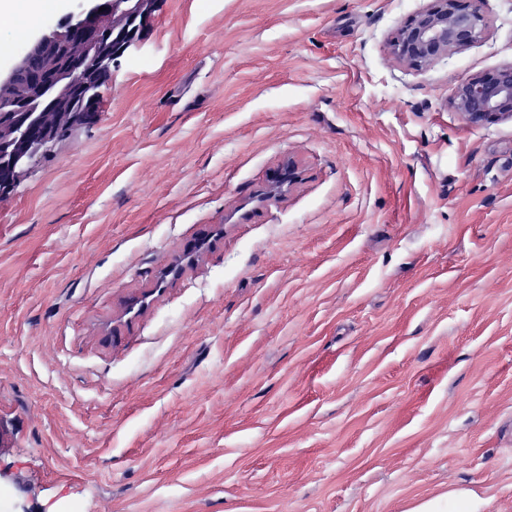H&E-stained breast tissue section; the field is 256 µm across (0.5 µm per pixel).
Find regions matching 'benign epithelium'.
Returning a JSON list of instances; mask_svg holds the SVG:
<instances>
[{
  "label": "benign epithelium",
  "instance_id": "obj_1",
  "mask_svg": "<svg viewBox=\"0 0 512 512\" xmlns=\"http://www.w3.org/2000/svg\"><path fill=\"white\" fill-rule=\"evenodd\" d=\"M157 0H77V8L48 27L13 56L0 70V191H8L46 150L49 137L45 118L57 116L55 133L74 120L67 104L72 93L89 89L82 74L103 57L112 65L138 41L139 29L151 17ZM487 22L473 0H432L428 8L401 26L390 42L391 53L412 68L435 63L452 51L482 37ZM61 50L66 65L45 73L27 70L29 57L40 51L52 57ZM453 107L471 125L512 119V63L491 73L461 82ZM294 181V167L268 191L255 198L262 204L286 191Z\"/></svg>",
  "mask_w": 512,
  "mask_h": 512
}]
</instances>
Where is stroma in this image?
<instances>
[{
  "instance_id": "1",
  "label": "stroma",
  "mask_w": 512,
  "mask_h": 512,
  "mask_svg": "<svg viewBox=\"0 0 512 512\" xmlns=\"http://www.w3.org/2000/svg\"><path fill=\"white\" fill-rule=\"evenodd\" d=\"M429 3L158 0L0 195V512H512V0L413 69ZM453 107L474 126L512 119V63L461 82ZM489 501L467 488H451L448 493L419 503L410 512H485Z\"/></svg>"
}]
</instances>
